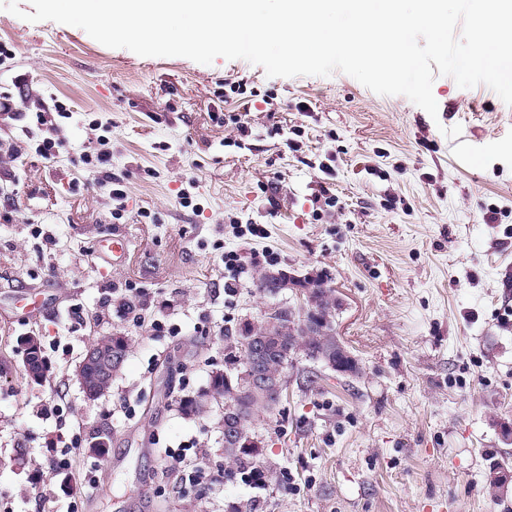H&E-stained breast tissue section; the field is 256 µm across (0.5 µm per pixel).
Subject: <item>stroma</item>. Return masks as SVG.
I'll return each mask as SVG.
<instances>
[{
	"label": "stroma",
	"instance_id": "35a3bbf8",
	"mask_svg": "<svg viewBox=\"0 0 512 512\" xmlns=\"http://www.w3.org/2000/svg\"><path fill=\"white\" fill-rule=\"evenodd\" d=\"M0 41L15 53L0 72V512H512V216L485 219L512 209V106L439 75L433 118L338 71L142 57L3 10ZM227 79L272 105L219 101ZM54 98L74 116L48 161L21 128ZM95 119L112 123L124 201L81 162ZM108 229L132 242L122 266L92 251ZM281 269L330 289L357 372L289 366L287 398L249 422L272 472L231 483L223 405L193 416L182 401L227 368L225 337L298 308L295 289L257 287ZM37 299L51 304L39 317ZM110 335L129 354L90 400L76 370ZM25 336L47 360L38 383ZM75 439L71 469L50 473ZM200 462L204 498L184 479ZM495 471L508 482L491 486Z\"/></svg>",
	"mask_w": 512,
	"mask_h": 512
}]
</instances>
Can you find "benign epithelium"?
<instances>
[{
	"label": "benign epithelium",
	"instance_id": "obj_1",
	"mask_svg": "<svg viewBox=\"0 0 512 512\" xmlns=\"http://www.w3.org/2000/svg\"><path fill=\"white\" fill-rule=\"evenodd\" d=\"M273 287L286 288L293 284L300 287V294L306 297L307 308L300 319H295L291 309L273 307L265 314L264 323L244 325L237 336H228L225 345L228 354H239L240 364L235 370L224 372V381L233 400L224 404V445L228 448H248L255 445L254 439L242 432L243 423L250 419L246 406L238 403L244 391H262L279 402L287 389L285 375L271 374L267 366L273 354L272 340L276 334L289 329L301 334L312 335L315 330H324L331 318L315 313V295L324 289L322 282L300 280L285 270L272 274ZM123 358H113L112 343L104 340L89 346L77 369V377L85 396L89 399L99 395V390L86 386L84 366H98V377L103 383H112L113 368L122 365Z\"/></svg>",
	"mask_w": 512,
	"mask_h": 512
}]
</instances>
